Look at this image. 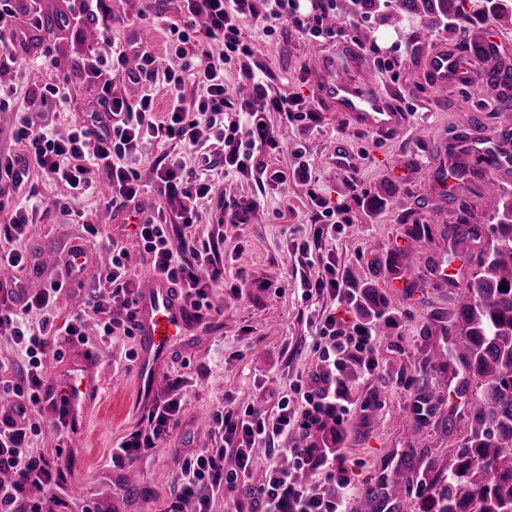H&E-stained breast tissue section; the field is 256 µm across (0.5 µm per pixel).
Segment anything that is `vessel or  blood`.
<instances>
[{"label": "vessel or blood", "mask_w": 512, "mask_h": 512, "mask_svg": "<svg viewBox=\"0 0 512 512\" xmlns=\"http://www.w3.org/2000/svg\"><path fill=\"white\" fill-rule=\"evenodd\" d=\"M467 69L478 71L483 78L488 75L487 70L477 69L474 58L449 53L444 46L424 63L429 85L437 92L447 89L451 71ZM323 95L336 102L338 112L353 126L389 135L401 133L406 126V113L385 101L368 84L354 85L339 76L325 82ZM136 323L140 338L136 369L146 392L153 389L159 368L170 360L174 350L208 330L207 321L193 314L178 288L160 276L140 290ZM78 371V385L66 394L68 426L77 431L84 428L98 399L92 357H85Z\"/></svg>", "instance_id": "b4317fda"}]
</instances>
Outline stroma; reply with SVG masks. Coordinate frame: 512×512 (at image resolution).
I'll return each mask as SVG.
<instances>
[{
    "label": "stroma",
    "mask_w": 512,
    "mask_h": 512,
    "mask_svg": "<svg viewBox=\"0 0 512 512\" xmlns=\"http://www.w3.org/2000/svg\"><path fill=\"white\" fill-rule=\"evenodd\" d=\"M156 5L160 18L137 20L113 33L149 46L164 65L168 32L162 19L175 16L178 0H156ZM466 8L468 20L450 35L428 33L410 19L393 29L369 18L353 23L343 14L338 22L345 35L335 40L311 42L284 23L271 36L256 26L245 30L251 66L265 73L273 90L297 93L318 110L312 127L276 112L266 115L285 146L276 166L295 165L293 144L307 143L314 179L262 193L254 181L225 177L196 228L201 239L221 243L224 312L213 316L207 334L195 337L161 368L152 395H143L135 365L127 359L139 347L138 336L94 344L62 341L63 357L50 369L49 384L74 370L89 352L101 399L84 431L67 438L69 488L56 512H161L173 492L179 455L212 447L208 419L214 411L233 403L271 409L277 394L295 396L298 385L319 371L310 321L333 309L336 301L328 294L304 300L295 284V246L307 240L362 287L383 295L397 312L396 323L378 336L376 370L348 393L341 448L356 484L346 512H422L428 488L447 474L455 448L470 431L473 391L464 385L467 374L456 360L438 361L434 355L453 347L459 337L456 297L483 247L480 241L454 243L447 226L431 222L430 216L456 208V197L463 194L470 226L483 235L490 222L475 175H468L463 187L449 182L444 194L430 178L434 171L452 173L457 166L471 165V156L454 138L469 127L472 115L455 108L463 92L457 81H449L446 93L431 90L424 61L441 44L467 53L482 33L500 44V59L512 66V30L487 24L475 0H468ZM70 9L71 0H42V24L30 30L27 53L9 71L18 97L43 79V70L28 65L42 49H49L57 69L67 71L92 46L87 26L58 27V18ZM343 46L356 56L351 78L373 73L377 93L407 112L401 134L384 136L350 126L334 106L322 102L323 77L313 58ZM340 148L357 183H350L336 164ZM314 193L342 209L335 234L320 235L323 221L311 207ZM108 197L102 185L81 201L84 223L53 217L32 226L25 242L30 261L19 273L25 288L36 291L64 277L59 260L75 246L83 249L87 269H96L114 240L129 250L135 286L151 278L134 226L124 224L122 212L107 208ZM254 198L260 204L246 223H219L226 201ZM90 222L100 227L98 237L87 233ZM174 392L182 407L169 447L150 450L135 471L114 465L115 443L137 426L152 400ZM410 422L418 427L419 440L411 439ZM133 471L139 475L134 483L128 480Z\"/></svg>",
    "instance_id": "35a3bbf8"
}]
</instances>
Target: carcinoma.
<instances>
[{
  "label": "carcinoma",
  "instance_id": "obj_1",
  "mask_svg": "<svg viewBox=\"0 0 512 512\" xmlns=\"http://www.w3.org/2000/svg\"><path fill=\"white\" fill-rule=\"evenodd\" d=\"M467 0H346L349 13L365 12L381 24L403 14L419 20L432 33L453 31L467 12ZM488 21L512 28V0H483ZM488 246L457 300L461 339L458 353L475 380L471 427L455 449L448 476L429 490L430 512H512V196L500 190L487 207ZM461 217L448 223V234L473 239ZM375 328L387 327L394 312L372 299Z\"/></svg>",
  "mask_w": 512,
  "mask_h": 512
}]
</instances>
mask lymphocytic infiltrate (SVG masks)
Masks as SVG:
<instances>
[{"label": "lymphocytic infiltrate", "instance_id": "lymphocytic-infiltrate-1", "mask_svg": "<svg viewBox=\"0 0 512 512\" xmlns=\"http://www.w3.org/2000/svg\"><path fill=\"white\" fill-rule=\"evenodd\" d=\"M333 4L334 0H311L310 10L305 11L300 0H181L176 17L167 22L170 58L164 66L158 65L147 46L128 47L111 33H103L102 48H89L72 74H49L34 90L41 101L60 106L67 102L74 79L97 85L98 95L83 123L66 130L25 116L24 102L15 98L11 87L0 85V110L19 112L12 137L24 145L20 155L0 152V211L10 215L8 223L0 224V269L19 268L28 261L22 243L40 209L19 200L17 194L30 171L66 187V196L54 200L53 212L73 221L82 216L79 200L92 192L101 174L111 189L109 207L121 210L137 203L144 188L139 163L151 154L155 142H174L189 151L194 162L186 164L181 154L157 158L153 180L167 206L144 217L136 226L137 236L154 274L165 275L176 285L198 317L221 313L214 292L224 285V264L215 257L216 243L198 239L193 231L221 180L232 174L254 180L260 188L276 189L288 180L306 182L312 177L307 149L301 144L293 149L297 166L271 167L270 158L282 146L265 115L280 112L289 120L310 124L316 109L299 95L272 90L265 77L251 68L252 50L243 32L254 25L271 34L276 24L285 22L308 38L335 39L338 31L323 28ZM16 18L13 0H0V70L9 68L15 56L27 49ZM231 64L237 66L247 94L226 83L224 74ZM158 85L169 102L161 120L152 94ZM131 87L136 95H128ZM190 88L197 93L191 101L185 95ZM228 112L233 120H225ZM215 141L223 144V154H212L210 145ZM127 261L126 250L110 249L107 265L92 277L86 308L63 326H56L52 315L64 288L60 280L33 295L20 292L18 309L0 312V326L10 327L11 342L27 357L19 369L0 360V395L14 398L16 412L0 427V472L13 475L10 482L0 481V512H42L43 502L26 498L30 488L41 491L43 501H59L63 469L31 449L33 438L42 432L35 409L57 404L46 379L52 363L62 356L59 337L89 343L85 329L91 314L99 319V341L132 335L136 297ZM295 279L298 287L329 293L338 304L354 303L345 275L334 261H323L317 278L299 271ZM313 327L320 371L309 379L299 403L283 396L270 414L250 407L212 413L211 432L217 445L184 458L173 479L174 497L164 512H182L189 501L195 503L196 512H210L225 490L248 479L253 450L261 443L273 448L276 460L267 466L261 484L247 486L244 498L235 501L234 512H344L353 471L338 449L343 433L332 430L330 450L317 447L309 437L323 428L325 417L340 421L348 413L340 382L343 365L359 357L365 374H372L376 337L357 319L330 312L318 314ZM180 408L176 393L153 401L139 427L116 443L113 462L133 463L158 447L178 428ZM284 436L291 439V447H276V440ZM229 455L236 463L230 470L224 467ZM321 470L326 476L316 485L301 482L302 472Z\"/></svg>", "mask_w": 512, "mask_h": 512}]
</instances>
